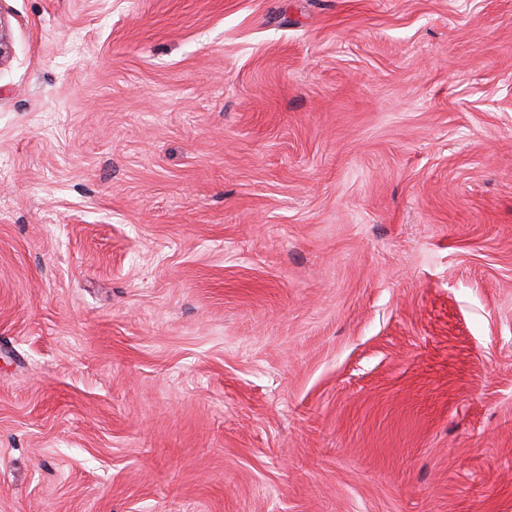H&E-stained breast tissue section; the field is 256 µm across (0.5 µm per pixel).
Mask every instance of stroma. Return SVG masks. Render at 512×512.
Wrapping results in <instances>:
<instances>
[{
  "label": "stroma",
  "instance_id": "obj_1",
  "mask_svg": "<svg viewBox=\"0 0 512 512\" xmlns=\"http://www.w3.org/2000/svg\"><path fill=\"white\" fill-rule=\"evenodd\" d=\"M0 32V512H512V0Z\"/></svg>",
  "mask_w": 512,
  "mask_h": 512
}]
</instances>
